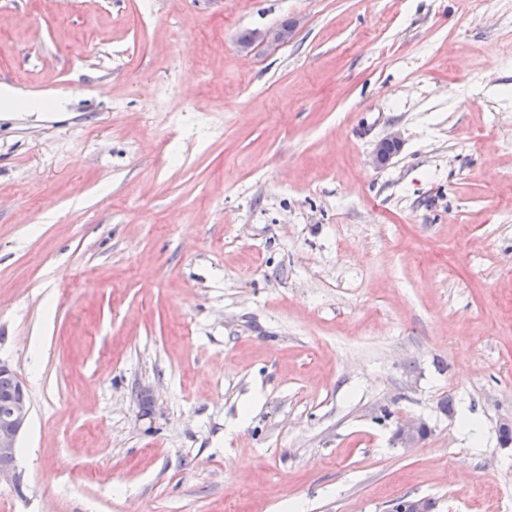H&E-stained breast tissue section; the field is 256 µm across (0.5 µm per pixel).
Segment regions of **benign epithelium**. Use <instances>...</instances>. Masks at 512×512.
Segmentation results:
<instances>
[{"label":"benign epithelium","instance_id":"obj_1","mask_svg":"<svg viewBox=\"0 0 512 512\" xmlns=\"http://www.w3.org/2000/svg\"><path fill=\"white\" fill-rule=\"evenodd\" d=\"M292 28L280 26L256 30L253 42L279 45L288 42ZM401 148L400 139L393 135L380 141L374 151L373 163L386 166ZM31 400L25 384L18 380L14 389L0 399V483L17 479L16 460L20 435L31 414ZM426 424L405 420L398 424L394 440L402 448H413L421 441ZM388 512H431V504L423 499L400 497L392 500Z\"/></svg>","mask_w":512,"mask_h":512}]
</instances>
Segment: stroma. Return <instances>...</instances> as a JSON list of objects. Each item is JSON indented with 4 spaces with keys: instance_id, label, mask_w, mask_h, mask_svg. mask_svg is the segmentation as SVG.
<instances>
[{
    "instance_id": "stroma-1",
    "label": "stroma",
    "mask_w": 512,
    "mask_h": 512,
    "mask_svg": "<svg viewBox=\"0 0 512 512\" xmlns=\"http://www.w3.org/2000/svg\"><path fill=\"white\" fill-rule=\"evenodd\" d=\"M4 87L0 512H512V0H0ZM288 19L283 20L280 24L283 27L288 26ZM298 21L295 20L292 27L283 28L280 26L268 28L265 30H255L253 35V41L250 45H241L243 50H248L254 43L268 44V45H279L288 42L292 35V28L296 27ZM2 374L15 375L8 365L0 362V396L10 392L1 399L0 404V483L14 482L17 479L18 442L32 408L25 384L15 375V386L13 376ZM426 424L420 421L405 420L398 424L394 432V440L401 448H413L421 441Z\"/></svg>"
}]
</instances>
